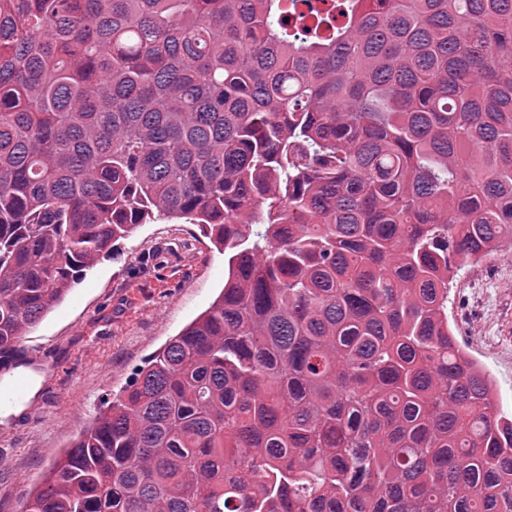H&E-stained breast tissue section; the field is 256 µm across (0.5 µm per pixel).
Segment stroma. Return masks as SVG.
Instances as JSON below:
<instances>
[{
  "instance_id": "obj_1",
  "label": "stroma",
  "mask_w": 512,
  "mask_h": 512,
  "mask_svg": "<svg viewBox=\"0 0 512 512\" xmlns=\"http://www.w3.org/2000/svg\"><path fill=\"white\" fill-rule=\"evenodd\" d=\"M462 269L448 316L512 413V250ZM224 286V253L194 224L159 219L115 242L0 364L37 380L23 408L0 416V512H23L35 486L146 360L210 306Z\"/></svg>"
}]
</instances>
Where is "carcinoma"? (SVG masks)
<instances>
[{"label": "carcinoma", "instance_id": "carcinoma-1", "mask_svg": "<svg viewBox=\"0 0 512 512\" xmlns=\"http://www.w3.org/2000/svg\"><path fill=\"white\" fill-rule=\"evenodd\" d=\"M161 217L224 288L25 512H512V0H0V358ZM482 275L465 267L453 282L448 316L456 335L495 381L497 402L512 413V250L481 263Z\"/></svg>", "mask_w": 512, "mask_h": 512}]
</instances>
